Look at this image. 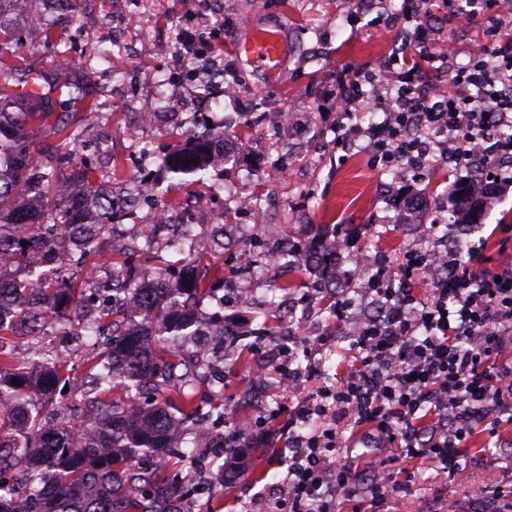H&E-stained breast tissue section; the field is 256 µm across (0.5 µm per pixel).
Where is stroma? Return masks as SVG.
<instances>
[{
  "label": "stroma",
  "mask_w": 512,
  "mask_h": 512,
  "mask_svg": "<svg viewBox=\"0 0 512 512\" xmlns=\"http://www.w3.org/2000/svg\"><path fill=\"white\" fill-rule=\"evenodd\" d=\"M87 0L81 12L60 19L58 44L25 38L19 55L31 68L48 72L66 52L85 79V98L70 108L68 119L83 125L96 110L107 113L108 149L119 170L112 176V201L121 203L131 182L160 177L158 156L183 148L182 131L224 136V158L201 175L175 176V189L164 201L146 199L136 206L133 224H150L159 206L183 214L194 224L196 252L205 255L198 270L214 285L227 306L224 318L236 331L273 327L263 344H250L240 363L221 365L224 415L211 417L208 438L186 448L176 468L180 479L202 483L192 512H251L288 471V420L280 418L269 443L249 451V470L229 475L224 486L203 484L200 464L215 466V447L223 434L242 421L279 411L299 397V390L260 381L274 365L285 340L300 335L299 319L312 317L316 332L335 331L336 342L321 355L316 385H333L351 356L350 325H335L327 305L334 293L359 295L362 279L346 255H338L335 287H321L312 264L285 265L282 250L294 241L312 242V225L356 230L370 256L398 259L409 248L453 249L456 244L512 262V240L504 241L501 225H512V189L497 192L480 223L449 224L448 187L466 183L473 171L436 161L426 175L371 162L365 140L348 148L336 145V91L339 83H367L401 48V32L413 11L406 0ZM431 27L429 45H454L452 59L426 63L423 79L450 78L468 66L473 49L490 26L512 30V12L499 0H426ZM125 24L123 47L112 43V30ZM207 26L210 60L233 66L224 94L195 79L192 72L167 75L166 60L179 46L187 27ZM258 28L280 33L284 51L277 61H240L236 45ZM184 108L167 109L155 123H142L172 90ZM250 197L254 207L239 208L234 190ZM226 215L223 236H216L213 213ZM436 223L434 232L419 235L421 225ZM262 267L264 274L241 280L240 259ZM290 282L289 291L281 283ZM477 441L473 460L455 476L419 462L407 492L389 500L390 512H444L447 501L469 507L473 497L497 485L512 483V460L503 454L483 455Z\"/></svg>",
  "instance_id": "35a3bbf8"
}]
</instances>
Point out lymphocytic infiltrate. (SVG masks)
<instances>
[{"instance_id":"1","label":"lymphocytic infiltrate","mask_w":512,"mask_h":512,"mask_svg":"<svg viewBox=\"0 0 512 512\" xmlns=\"http://www.w3.org/2000/svg\"><path fill=\"white\" fill-rule=\"evenodd\" d=\"M489 49L430 96L420 64L403 55L384 118L369 125L373 158L391 163L412 148L409 126L455 142L457 167L512 157V141L488 130L512 125V35L491 32ZM430 288L421 297L418 285ZM378 308L367 316L354 300L333 297L337 322L353 326V361L335 386L317 387L288 408V475L255 512H338L340 501L385 512L404 491L407 462L426 461L456 475L476 436L502 438L512 427V265L491 270L483 256L458 251L429 258L406 250L382 261L362 288ZM324 336L306 346L305 367L273 366L267 379L297 386L318 373ZM366 426L381 445L362 465L343 441L345 425Z\"/></svg>"}]
</instances>
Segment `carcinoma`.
<instances>
[{
	"label": "carcinoma",
	"instance_id": "cac0c4a2",
	"mask_svg": "<svg viewBox=\"0 0 512 512\" xmlns=\"http://www.w3.org/2000/svg\"><path fill=\"white\" fill-rule=\"evenodd\" d=\"M13 2L0 0L5 46L26 25ZM29 2L50 35L54 16L77 14L85 0ZM34 83V98L0 88V339L72 336L73 316L83 335L110 341L80 381L84 406L66 418L39 410L66 380L65 360L38 350L23 365L0 348V473H20L15 484L0 479V512H183L194 488L171 477L163 459L193 431L194 384L215 372L208 347L227 335L224 315L201 312L215 290L192 263L171 272L153 252L156 224L125 246L156 262L155 280L91 262L112 239L116 210L103 196L112 171L88 165L89 146L54 111L55 94L84 92L69 60ZM187 144L194 163L178 151L157 166L205 171L214 141L190 134ZM65 167L73 180L61 178ZM470 195L463 186V224L481 217ZM74 268L86 272L79 282Z\"/></svg>",
	"mask_w": 512,
	"mask_h": 512
}]
</instances>
